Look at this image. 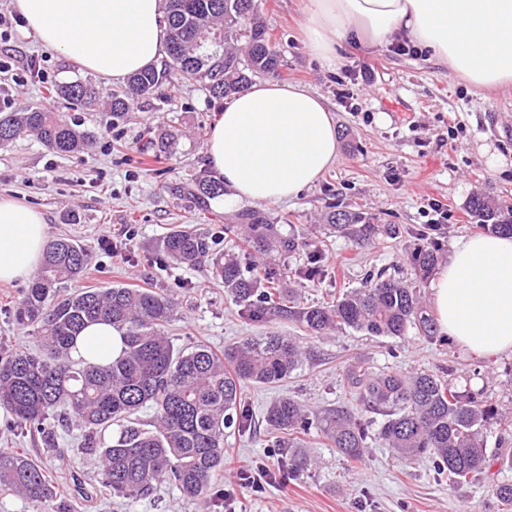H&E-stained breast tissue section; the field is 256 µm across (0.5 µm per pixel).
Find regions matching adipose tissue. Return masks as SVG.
I'll list each match as a JSON object with an SVG mask.
<instances>
[{"label":"adipose tissue","instance_id":"ef3b65f1","mask_svg":"<svg viewBox=\"0 0 512 512\" xmlns=\"http://www.w3.org/2000/svg\"><path fill=\"white\" fill-rule=\"evenodd\" d=\"M27 31L88 72L115 81L156 64L167 34L162 0H13ZM309 51L335 66L350 37L368 46L402 34L479 92L512 83V0H303ZM205 152L234 196L273 206L315 184L340 152L336 119L306 87L258 81L215 112ZM47 242L43 213L0 194V283L29 279ZM440 332L482 358L512 352V235L455 244L431 282ZM107 323L86 326L71 356L108 363L122 351Z\"/></svg>","mask_w":512,"mask_h":512}]
</instances>
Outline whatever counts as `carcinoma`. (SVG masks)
<instances>
[{
	"label": "carcinoma",
	"mask_w": 512,
	"mask_h": 512,
	"mask_svg": "<svg viewBox=\"0 0 512 512\" xmlns=\"http://www.w3.org/2000/svg\"><path fill=\"white\" fill-rule=\"evenodd\" d=\"M165 24L168 60L161 69L136 73L125 87L112 91V113L128 111L137 98L164 84L175 88L205 79L212 94L228 97L245 89L253 74L279 73L280 54L260 18L258 0H169ZM54 94L91 104L98 92L75 81L57 87ZM20 136L33 137L61 155L81 152L89 140L59 113L42 108L0 118V146ZM192 195L206 203L223 196V186L201 178ZM469 209L481 219L480 228L512 234V206L474 196ZM237 226L246 232L245 246L265 256V262L247 265L233 253H218L207 237L186 228L169 232L156 249L163 260L208 267L253 323L279 317L316 335L351 329L392 338L415 329L429 341H444L421 291L439 262V246L425 230L415 232L418 242L408 257L413 280L372 273L362 287L308 306L296 289L283 286L284 273L275 263V256L303 250L308 243L282 234L258 210L237 214ZM329 227L359 246L400 233L348 211L332 213ZM323 255L320 247L309 251L307 264L295 276L308 281L319 277ZM90 260L89 252L69 238L49 240L40 269L12 309L13 321L30 329L42 350L0 355V407L47 439L52 434L48 420L60 410L68 412L83 430L84 447L98 453L101 484L114 496L137 497L153 483L168 481L185 496L206 501L213 478L224 469L226 430L250 427V414L242 405L244 384L288 379L303 366L305 352L295 340L277 333L250 336L222 353L203 344L177 349L165 334L175 316V303L166 295L124 285L61 293L86 271ZM96 321L109 322L123 334L122 353L106 366L71 357L75 336ZM344 376L359 403L357 412L336 407L314 418L290 397L268 409L265 422L277 435L274 447L288 449L282 467L289 474L299 475L311 464L308 451L290 437L313 428L353 462L363 458L374 438L404 462L430 456L438 472L448 473L451 485L481 484L495 465L512 470V453L488 447L485 435L489 426L506 423L505 417L482 393L453 383L447 373L374 372L357 359L345 367ZM147 406L154 413L151 425L137 418ZM0 487L35 501L53 494L37 461L2 448ZM488 488L512 506V481H495Z\"/></svg>",
	"instance_id": "obj_1"
}]
</instances>
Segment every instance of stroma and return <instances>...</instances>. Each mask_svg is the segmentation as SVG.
<instances>
[{"label": "stroma", "instance_id": "stroma-1", "mask_svg": "<svg viewBox=\"0 0 512 512\" xmlns=\"http://www.w3.org/2000/svg\"><path fill=\"white\" fill-rule=\"evenodd\" d=\"M302 0H260L268 32L280 51L279 81L297 82L321 95L336 117L340 155L313 186L295 199L265 208L269 223L285 234L314 241L313 230L331 212L361 211L376 224L416 228L426 224L425 209L438 202L446 218L433 236L442 254L477 233L479 222L468 208L482 194L512 205V86L475 95L447 65L426 54L398 51L401 37L379 47L352 41L339 51L336 68L312 56L298 20ZM0 58L11 65L0 73V116L42 106L88 131L86 149L61 156L33 140L0 147V194L40 209L49 237L66 236L87 248L92 262L77 282L80 288L123 284L171 296L175 317L168 337L179 348L203 343L216 351L275 331L299 339L307 359L301 370L275 385H246L243 401L255 425L224 439V471L214 488L221 504L210 507L183 498L175 486L155 484L144 496L117 498L101 488L98 458L86 451L81 433L55 426L54 443L21 429L13 416H0V448L41 461L54 489L51 500L35 503L0 489V512H506L479 486L449 487L430 459L398 463L381 440H373L358 462L330 448L317 433L302 442L314 459L302 475L280 470L278 451L266 431L270 405L291 397L321 412L350 405L343 368L356 358L375 370L415 372L448 369L454 382L470 378L501 412L512 413V353L478 359L452 340L432 343L408 331L400 338H376L350 330L310 335L292 321L251 324L207 268L161 261L156 243L167 232L187 226L211 238L218 252H240V235L225 224L248 209V202L224 193L200 206L190 189L210 177L205 145L213 114L224 98L205 82L183 84L177 93L160 87L121 116L111 114L112 81L45 48L27 33L12 0H0ZM82 81L95 86L96 104H73L50 95L56 85ZM408 235L356 247L332 237L325 251V273L308 283L307 304L360 287L369 272L401 268L410 273ZM26 283L0 284V353L35 351L39 340L19 328L9 310ZM483 376L471 378L478 363ZM242 465L275 470L262 492L242 487L235 474Z\"/></svg>", "mask_w": 512, "mask_h": 512}]
</instances>
